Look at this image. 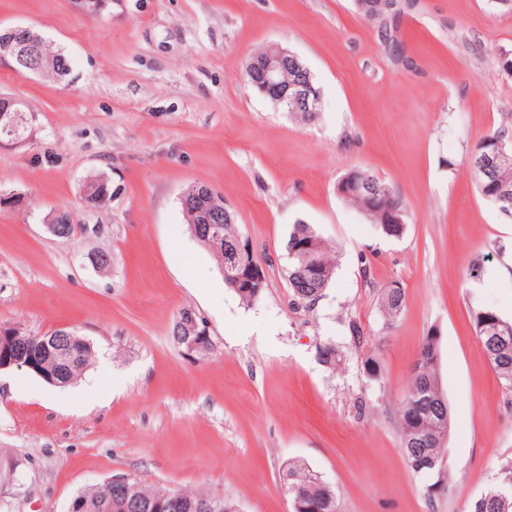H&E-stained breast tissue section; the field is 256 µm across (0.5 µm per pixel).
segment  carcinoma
Masks as SVG:
<instances>
[{"label":"carcinoma","instance_id":"1","mask_svg":"<svg viewBox=\"0 0 512 512\" xmlns=\"http://www.w3.org/2000/svg\"><path fill=\"white\" fill-rule=\"evenodd\" d=\"M367 2L368 6L362 9V13L369 18L381 20V36L384 39L388 38L389 19L395 15V9L386 7L382 0ZM40 54V76L61 81L70 74L69 59L61 49L45 43L41 45ZM499 144L504 145L508 159L494 162L486 167L484 172L476 168L475 163ZM469 168L478 191L485 200L492 201L490 193L496 188L506 187L512 191V137L508 135V130L496 129L482 138L470 155ZM346 179L362 182L365 194H343L341 198L366 214L385 235L401 236L405 225L390 224L388 219L393 211L398 212L401 217L404 216V204L390 187L367 169L353 170L346 175ZM182 206L190 223L197 224L207 217L211 210L224 211V199L214 192H209V188L205 186H193L185 192ZM234 231L235 224L226 222L224 238L208 244L221 268L224 267L226 240L233 236ZM307 243L314 244L315 250H297L299 245ZM286 250L293 254L290 258L288 282L295 302L310 310L323 296L334 275L335 247L322 238L312 225L300 222L293 225ZM315 260L324 267L323 275L318 278H312L308 274V267ZM224 282L247 304L255 301L266 288L264 282L253 288L239 286L229 277L224 278ZM404 310V289H385L380 301V312L383 317L393 321ZM473 321L474 326H481L485 330L479 341L488 351L491 350L489 341L494 337L493 331L502 330L504 324L512 326V320L502 318L491 309L475 310ZM507 343V351L489 354L487 358L502 387L512 391V332L508 333ZM318 358L323 364L334 369L342 361V352L336 345L326 344L319 347ZM437 363L438 336L431 332L422 340L413 368L412 383L399 410L404 455L410 468L427 479L424 497L430 503L450 491L442 466V446L448 433V403L439 388ZM282 484L291 501L293 512H338L335 489L306 466L288 464L283 472ZM467 512H512V460L501 466L499 478L471 502Z\"/></svg>","mask_w":512,"mask_h":512}]
</instances>
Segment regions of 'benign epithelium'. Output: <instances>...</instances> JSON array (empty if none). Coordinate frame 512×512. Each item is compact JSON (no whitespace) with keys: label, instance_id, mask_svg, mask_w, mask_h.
Returning a JSON list of instances; mask_svg holds the SVG:
<instances>
[{"label":"benign epithelium","instance_id":"benign-epithelium-1","mask_svg":"<svg viewBox=\"0 0 512 512\" xmlns=\"http://www.w3.org/2000/svg\"><path fill=\"white\" fill-rule=\"evenodd\" d=\"M40 37L30 35V29L18 27L13 31V38H0V59L9 57L17 67L35 74L40 69V62L31 59V54ZM296 60L287 49L280 45L272 46L270 56L252 65V73L262 88L263 96L277 105L301 108L307 112L317 111L320 93L308 80H300L284 85L280 75L288 62ZM23 111V103L9 98H0V133L11 137L19 144L25 140L21 128L16 122V113ZM247 241L239 234H234L226 244V269L236 272L241 281L250 280V276L263 273L261 263L254 251L245 247ZM180 323L184 330L182 344L188 354L200 352L209 345V338L199 329L195 316L183 313ZM39 351L50 362V368L43 370L28 359L30 335L15 325L0 326V371L11 368L30 369L42 379L59 384L64 378L70 362L81 357L90 347V343L73 331L58 329L47 335L37 336ZM223 498L216 497L198 504L187 503L181 494L174 491L160 493L156 501H145L135 493V485L128 476H114L103 484L79 492L73 499L69 512H79L90 503L97 505L102 512H112L117 507L124 512H215Z\"/></svg>","mask_w":512,"mask_h":512}]
</instances>
